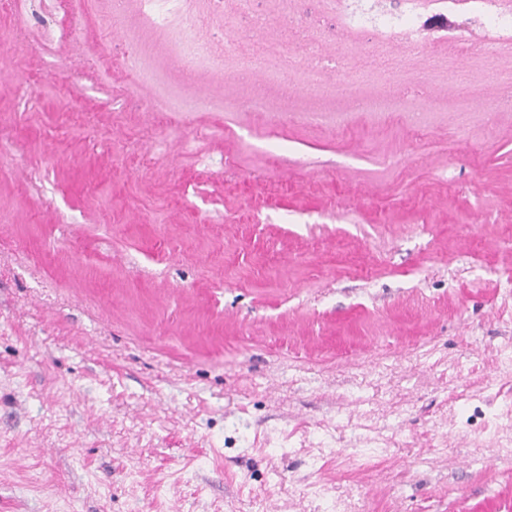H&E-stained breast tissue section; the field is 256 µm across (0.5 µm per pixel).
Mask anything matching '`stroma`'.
<instances>
[{
  "label": "stroma",
  "mask_w": 512,
  "mask_h": 512,
  "mask_svg": "<svg viewBox=\"0 0 512 512\" xmlns=\"http://www.w3.org/2000/svg\"><path fill=\"white\" fill-rule=\"evenodd\" d=\"M21 2L45 24L0 12V512H512V94L457 53L478 22ZM259 17L384 111L242 71ZM349 21L358 27H364L368 23L376 22L385 30L411 29L416 24V17L413 14H407L402 18H390L384 16H374L366 9H353L349 15Z\"/></svg>",
  "instance_id": "1"
}]
</instances>
